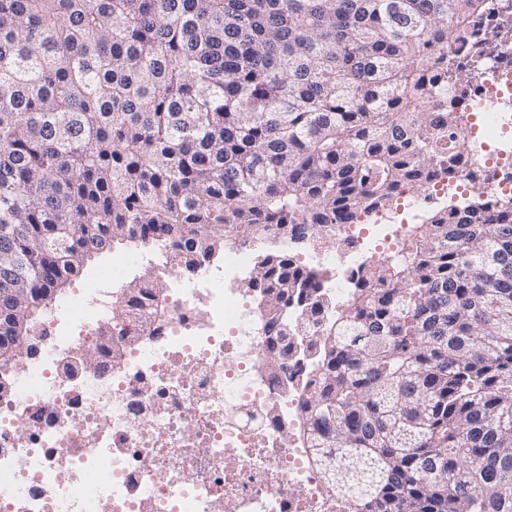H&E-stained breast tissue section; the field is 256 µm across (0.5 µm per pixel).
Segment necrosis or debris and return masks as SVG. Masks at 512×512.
<instances>
[{"instance_id":"obj_1","label":"necrosis or debris","mask_w":512,"mask_h":512,"mask_svg":"<svg viewBox=\"0 0 512 512\" xmlns=\"http://www.w3.org/2000/svg\"><path fill=\"white\" fill-rule=\"evenodd\" d=\"M498 2L458 50L472 78L458 88L468 118L457 139L480 165L432 179L424 203L476 191L490 209L512 205V0ZM405 234L372 211L312 239L299 263L341 303L337 251L351 253L352 273L396 254ZM144 265L161 279L157 309L112 324L121 281ZM112 269L37 321V353L0 393V512H350L300 438L295 391L314 367L306 344L288 355L287 374L260 368L266 337L248 300L247 248H227L192 282L148 248L113 255ZM107 326L114 347L83 365Z\"/></svg>"}]
</instances>
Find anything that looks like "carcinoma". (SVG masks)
<instances>
[{"mask_svg": "<svg viewBox=\"0 0 512 512\" xmlns=\"http://www.w3.org/2000/svg\"><path fill=\"white\" fill-rule=\"evenodd\" d=\"M494 0H0V338L29 335L122 241L195 272L253 245L250 287L310 463L352 512H512V207L426 210L348 301L272 244L325 237L449 172L464 44ZM112 321L146 308L133 282Z\"/></svg>", "mask_w": 512, "mask_h": 512, "instance_id": "carcinoma-1", "label": "carcinoma"}]
</instances>
